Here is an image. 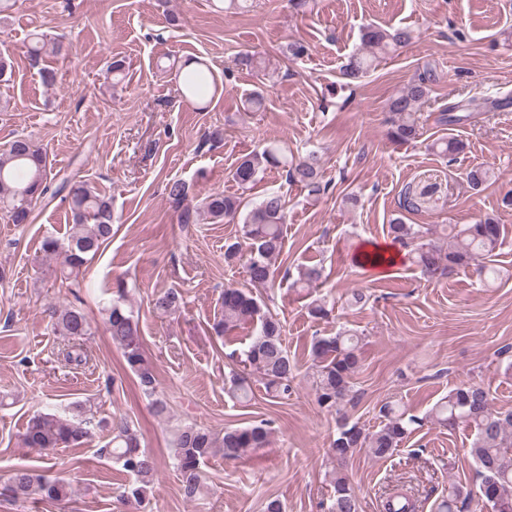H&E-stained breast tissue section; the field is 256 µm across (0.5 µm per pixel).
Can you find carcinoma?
<instances>
[{"label":"carcinoma","mask_w":512,"mask_h":512,"mask_svg":"<svg viewBox=\"0 0 512 512\" xmlns=\"http://www.w3.org/2000/svg\"><path fill=\"white\" fill-rule=\"evenodd\" d=\"M413 38L407 28H367L363 35L362 51L353 54L341 66V77L351 84L375 69L378 62L408 44ZM433 69L428 67L417 79L408 84L389 102L391 120L390 137L399 144H410L422 135L418 120L414 117L417 106L428 97V82ZM179 91L188 101L204 109L214 97L218 84L214 73L204 61L178 75ZM479 111L484 103L471 99L464 105H452L438 113L437 122L442 125L463 120L453 114L455 109ZM438 153L456 160L463 151V143L455 138L436 144ZM281 167L286 180L308 191L310 195H325L331 182L323 179L320 159L310 152L295 161L288 160L274 143L245 156L232 172V178L244 191L259 181L267 169ZM471 188L478 190L499 179L491 167H474L466 175ZM47 156L34 148L25 138L12 141L0 150V210L13 224H27L33 205L50 191ZM168 197L181 208L179 221L196 224L205 217L214 222L241 225L240 235L224 243V260L227 263L243 262L250 285L254 288L275 286L276 259L284 248V226L287 221L285 199L277 191L265 194L251 209H245L238 196L214 192L197 206H185L188 186L180 179L167 185ZM56 192L66 193L72 215L71 232L67 246L58 239L47 237L43 251L54 255L65 250L64 280L78 284L81 269L87 256L96 254L101 246L112 238V199L106 197L83 181L64 178ZM389 235L392 240L412 255L413 262L423 275L440 279L456 270L475 266L484 276L482 282L497 277L495 267L489 265L491 257L506 243L504 227L492 218L475 224H463L452 228L448 247L425 239V228L419 224H406L399 217L391 220ZM323 269L317 265L299 270L294 286L314 289L322 284ZM126 288L119 283L116 297L105 309V328L112 343L121 350L126 368L138 379L143 394L152 399L157 413L166 410V403L154 398L156 376L153 363L146 357L139 318L125 307ZM183 293L168 288L154 296L153 309L168 314L179 309ZM221 310L211 325L217 337L242 324L254 326L250 343L241 355V372L230 376V391L241 403L251 400L252 390L247 375L257 374L265 380L266 387L279 396L291 392L297 365L283 345L284 326L252 291L232 286L224 287L221 294ZM53 331L70 341L64 353L69 364L81 365L87 360L80 339L91 333V324L84 311L74 305L52 310ZM313 378L318 405L329 411L339 406L352 392V380L363 366L361 337L344 330L334 336H315L311 341ZM380 425L369 431L359 424L342 417L336 439L329 452L340 464L331 479L333 494L329 512H360L356 491L344 473L341 464L356 452L365 450L374 458H390L399 451L401 444L415 430L423 427L425 418L402 409L393 401L384 402L378 410ZM429 418L437 425L454 430L465 426L473 431L468 453L475 462L479 477V497L490 512H512V412L495 409L490 391L474 382H462L448 391L432 409ZM98 424L88 416L80 404L75 412L63 415L58 412H40L33 415L22 434L27 448L48 451L61 446L81 447L93 437ZM270 422L261 420L244 427L227 428L216 434L196 424H185L174 433L173 466L180 476L184 496L193 499L204 487L202 465L213 454L220 452L224 458L236 460L270 442ZM98 453L112 459L128 474L134 483L122 494L130 512L138 509L152 491L158 470L155 457L141 448L138 431L125 419L112 421L107 442ZM10 491L15 496L37 493L42 497L59 501L70 495L69 486L62 480L29 469L16 470L10 479ZM470 494L457 485L448 486V494L437 504L436 512H463ZM416 502L404 488L384 493L382 512H415Z\"/></svg>","instance_id":"1"}]
</instances>
